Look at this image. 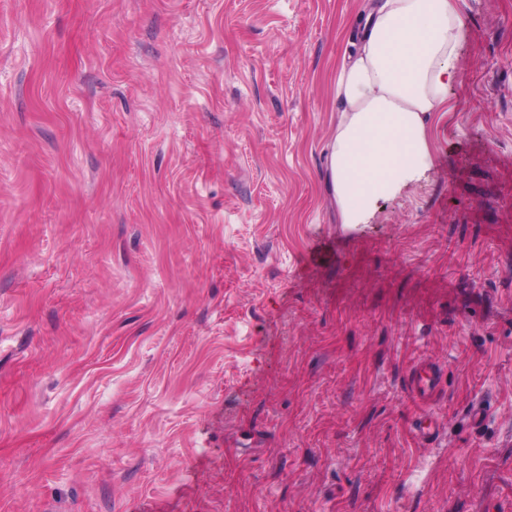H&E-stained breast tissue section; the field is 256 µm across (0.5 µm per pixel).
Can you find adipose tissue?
Segmentation results:
<instances>
[{
  "instance_id": "1",
  "label": "adipose tissue",
  "mask_w": 512,
  "mask_h": 512,
  "mask_svg": "<svg viewBox=\"0 0 512 512\" xmlns=\"http://www.w3.org/2000/svg\"><path fill=\"white\" fill-rule=\"evenodd\" d=\"M463 0H373L336 71L325 189L340 223L367 224L433 165L466 32Z\"/></svg>"
}]
</instances>
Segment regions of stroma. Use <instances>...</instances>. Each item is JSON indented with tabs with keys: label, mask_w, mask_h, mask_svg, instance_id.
<instances>
[{
	"label": "stroma",
	"mask_w": 512,
	"mask_h": 512,
	"mask_svg": "<svg viewBox=\"0 0 512 512\" xmlns=\"http://www.w3.org/2000/svg\"><path fill=\"white\" fill-rule=\"evenodd\" d=\"M368 2L0 0V512H512V0H465L431 170L348 225ZM442 373L424 362H417L407 373L406 397L416 406L413 435L417 440L431 439L440 433V424L429 406L441 392Z\"/></svg>",
	"instance_id": "obj_1"
}]
</instances>
